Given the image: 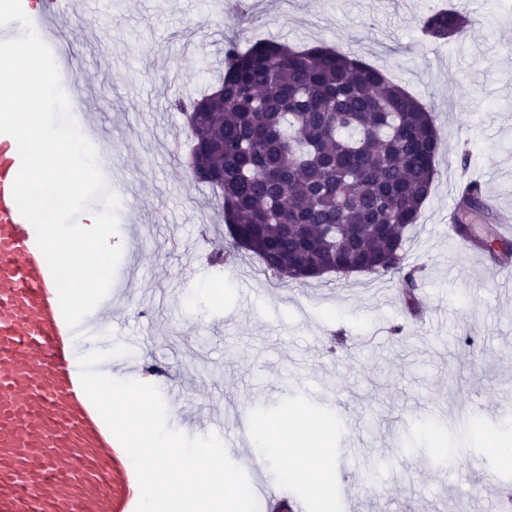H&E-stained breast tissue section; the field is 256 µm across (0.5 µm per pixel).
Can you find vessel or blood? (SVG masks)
Returning a JSON list of instances; mask_svg holds the SVG:
<instances>
[{
	"label": "vessel or blood",
	"mask_w": 512,
	"mask_h": 512,
	"mask_svg": "<svg viewBox=\"0 0 512 512\" xmlns=\"http://www.w3.org/2000/svg\"><path fill=\"white\" fill-rule=\"evenodd\" d=\"M61 71L70 59L68 0H22ZM73 118L100 141L87 96ZM20 156L0 134V512H135L136 472L85 394L79 338L100 333V316L66 323L33 225L12 186Z\"/></svg>",
	"instance_id": "1"
}]
</instances>
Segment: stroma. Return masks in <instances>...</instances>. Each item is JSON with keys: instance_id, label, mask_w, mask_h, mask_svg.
Instances as JSON below:
<instances>
[{"instance_id": "stroma-1", "label": "stroma", "mask_w": 512, "mask_h": 512, "mask_svg": "<svg viewBox=\"0 0 512 512\" xmlns=\"http://www.w3.org/2000/svg\"><path fill=\"white\" fill-rule=\"evenodd\" d=\"M450 7L471 20L463 37L423 40L420 19ZM78 8L75 80L120 155L130 285L113 288L101 336L127 349L113 371L165 367L168 425L190 436L226 437L249 416L248 457H269L286 411L324 423L339 512H452L460 500L499 512L512 487L499 452L512 445V266L461 250L446 224L465 179L512 214V13L496 0H254L247 15L226 0H117L93 25L100 0ZM229 37L358 54L432 108L435 181L403 245L416 313L395 274L281 281L248 251L209 264L224 245L221 201L192 177L191 130L169 103L215 85Z\"/></svg>"}]
</instances>
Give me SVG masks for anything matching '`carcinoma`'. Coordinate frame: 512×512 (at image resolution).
Segmentation results:
<instances>
[{"label": "carcinoma", "mask_w": 512, "mask_h": 512, "mask_svg": "<svg viewBox=\"0 0 512 512\" xmlns=\"http://www.w3.org/2000/svg\"><path fill=\"white\" fill-rule=\"evenodd\" d=\"M453 11L421 20L432 41L459 38ZM218 89L174 101L193 134L190 164L222 174L229 242L211 257L223 268L241 251L279 279L315 280L339 268L403 270V243L435 180L439 132L432 109L354 53L258 40L224 48ZM481 185L459 190L456 236L490 250L496 225ZM417 270L401 293L417 304Z\"/></svg>", "instance_id": "carcinoma-1"}]
</instances>
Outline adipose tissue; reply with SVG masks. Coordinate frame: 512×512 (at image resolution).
I'll return each mask as SVG.
<instances>
[{
    "instance_id": "ef3b65f1",
    "label": "adipose tissue",
    "mask_w": 512,
    "mask_h": 512,
    "mask_svg": "<svg viewBox=\"0 0 512 512\" xmlns=\"http://www.w3.org/2000/svg\"><path fill=\"white\" fill-rule=\"evenodd\" d=\"M324 443L322 427L306 420H285L268 436V445L274 455L290 454L296 457L303 455L313 459V466L297 471L284 469H270L269 475L275 482L283 483L299 476L307 479L322 499H329L332 490L334 473L321 462L327 454Z\"/></svg>"
}]
</instances>
